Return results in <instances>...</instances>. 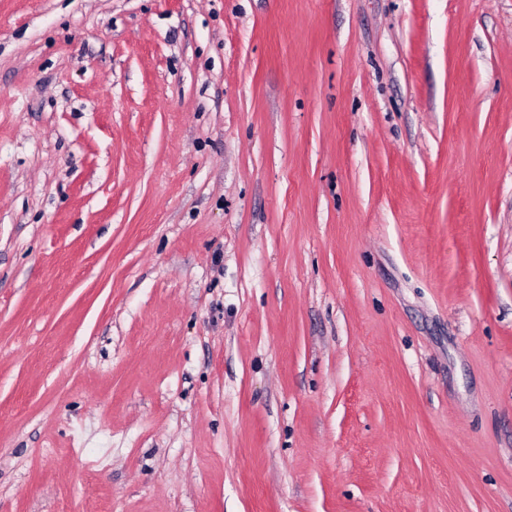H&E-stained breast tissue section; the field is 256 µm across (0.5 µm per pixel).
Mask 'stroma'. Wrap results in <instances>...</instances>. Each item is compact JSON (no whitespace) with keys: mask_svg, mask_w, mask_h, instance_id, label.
Listing matches in <instances>:
<instances>
[{"mask_svg":"<svg viewBox=\"0 0 512 512\" xmlns=\"http://www.w3.org/2000/svg\"><path fill=\"white\" fill-rule=\"evenodd\" d=\"M0 512H512V0H0Z\"/></svg>","mask_w":512,"mask_h":512,"instance_id":"1","label":"stroma"}]
</instances>
